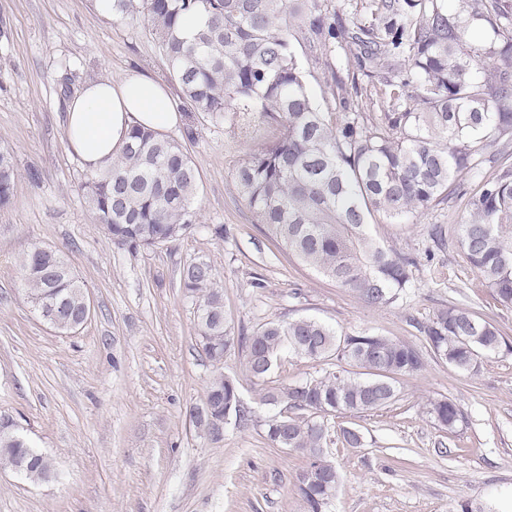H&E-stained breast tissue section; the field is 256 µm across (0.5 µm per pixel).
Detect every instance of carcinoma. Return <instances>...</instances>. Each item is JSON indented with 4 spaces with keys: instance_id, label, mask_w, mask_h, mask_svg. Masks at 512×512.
Listing matches in <instances>:
<instances>
[{
    "instance_id": "1",
    "label": "carcinoma",
    "mask_w": 512,
    "mask_h": 512,
    "mask_svg": "<svg viewBox=\"0 0 512 512\" xmlns=\"http://www.w3.org/2000/svg\"><path fill=\"white\" fill-rule=\"evenodd\" d=\"M458 2L452 10L447 0H372L368 23L330 16L319 0H112V16L156 36L184 106L247 129L256 118L279 129L240 162L235 180L268 237L302 264L368 307L393 306L406 293L414 260L382 246L372 218L401 224L450 195L464 196L458 246L496 300L512 306V3ZM465 14L501 36L489 67L479 65V50L467 42ZM188 18L197 20L190 34L183 28ZM299 39L313 52L335 44L355 49L392 111H350L339 79L342 111L322 110L293 49ZM488 148L497 162L492 175L482 171ZM458 174L476 178L474 188L455 183ZM15 179L11 154L1 149L0 207L10 204ZM197 189L182 142L139 125L112 165L84 185L104 234L132 254L172 244L199 223ZM20 267L30 303L55 313L59 331L87 321L86 292L59 251L33 246ZM180 284L197 305L199 345L215 367L239 345L258 380L285 349L362 370L326 371L261 396L278 409L265 421V440L303 457L295 491L307 512H326L341 481L328 451V417L392 403L398 379L425 366L422 351L377 331L345 333L309 317L271 320L237 338L211 265H187ZM419 330L437 356L469 375L484 357L512 351L500 328L458 305L438 309ZM429 413L450 432L463 419L448 400L431 403ZM190 415L206 427L253 421L236 382L221 372L210 379L204 410ZM24 458L30 479L51 476L45 455L0 430V461L12 467Z\"/></svg>"
}]
</instances>
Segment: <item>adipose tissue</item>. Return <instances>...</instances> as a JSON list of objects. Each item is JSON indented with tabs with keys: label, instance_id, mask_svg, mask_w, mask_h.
<instances>
[{
	"label": "adipose tissue",
	"instance_id": "obj_1",
	"mask_svg": "<svg viewBox=\"0 0 512 512\" xmlns=\"http://www.w3.org/2000/svg\"><path fill=\"white\" fill-rule=\"evenodd\" d=\"M182 120L160 80L130 70L116 80L88 82L70 99L67 145L88 169L103 170L126 143L132 126L163 132Z\"/></svg>",
	"mask_w": 512,
	"mask_h": 512
}]
</instances>
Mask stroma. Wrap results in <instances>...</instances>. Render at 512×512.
Instances as JSON below:
<instances>
[{
    "label": "stroma",
    "instance_id": "stroma-1",
    "mask_svg": "<svg viewBox=\"0 0 512 512\" xmlns=\"http://www.w3.org/2000/svg\"><path fill=\"white\" fill-rule=\"evenodd\" d=\"M295 51L319 106L334 107L327 82L336 74L355 82L361 111H381L346 51ZM130 69L166 77L152 36L101 14L97 0H0V148L17 171L13 201L0 207V419L53 466L49 480L34 482L0 465V512H304L293 486L303 460L267 446L270 410L260 396L265 386L335 370L336 362L285 353L262 382L236 346L213 367L198 344L196 306L180 286L183 267L201 261L215 270L235 333L312 317L422 350L425 368L400 379L394 403L330 417L329 452L342 481L327 512H454L461 500L512 512V353L484 358L478 375H465L436 358L416 328L439 308L464 304L512 337V307L493 299L453 242L464 199L414 224L378 220L374 236L414 264L403 299L372 309L276 247L240 197L235 170L274 129L244 134L187 111L170 135L196 133L186 148L200 178L199 224L171 245L135 254L116 248L83 197L88 171L67 147L59 82L69 76L76 92ZM217 224L223 237L212 232ZM434 224L447 249L430 239ZM31 245L58 250L83 284L93 311L76 331L59 332L32 307L20 281V256ZM218 371L236 380L254 421L215 435L190 412L203 407ZM446 399L464 414L452 433L428 412ZM345 428L359 430L362 447H344Z\"/></svg>",
    "mask_w": 512,
    "mask_h": 512
}]
</instances>
